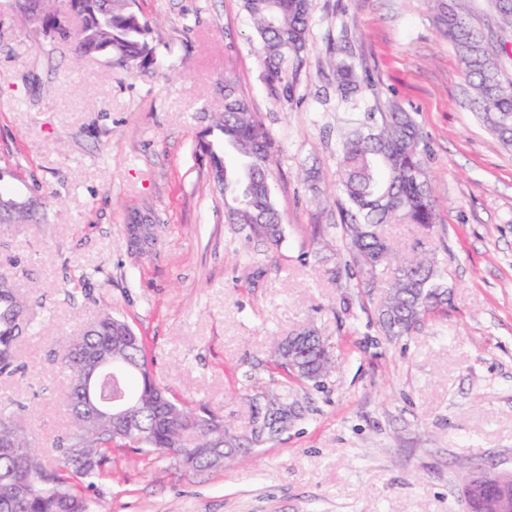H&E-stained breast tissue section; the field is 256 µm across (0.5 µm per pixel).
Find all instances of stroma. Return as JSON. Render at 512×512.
Instances as JSON below:
<instances>
[{"mask_svg": "<svg viewBox=\"0 0 512 512\" xmlns=\"http://www.w3.org/2000/svg\"><path fill=\"white\" fill-rule=\"evenodd\" d=\"M434 5L311 0L288 103L266 92L241 0H136L156 56L142 74L77 56L0 0L1 182L48 202L43 223L0 224V271L32 303L22 370L0 378L20 426L45 450L67 429L55 343L106 314L144 338L159 385L239 433L278 340L311 326L338 355L323 386L290 384L302 417L229 467L114 452L92 512H465L459 460L512 470V147L472 112ZM338 46L365 79L349 98L336 92ZM228 75L273 142L276 248L226 223L199 147L205 136L223 148ZM393 103L423 132L440 220L427 236L412 224L385 232L399 253L419 240L436 250L450 294L399 338L376 324L383 287L333 274L349 261L335 228L339 133ZM134 212L158 228L151 255L126 246Z\"/></svg>", "mask_w": 512, "mask_h": 512, "instance_id": "stroma-1", "label": "stroma"}]
</instances>
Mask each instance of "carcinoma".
<instances>
[{"label":"carcinoma","instance_id":"carcinoma-1","mask_svg":"<svg viewBox=\"0 0 512 512\" xmlns=\"http://www.w3.org/2000/svg\"><path fill=\"white\" fill-rule=\"evenodd\" d=\"M65 0H45L42 24L56 33L54 42L74 47L85 39L110 45L113 60L130 73H145L155 64L152 27L129 7L127 0H110L111 14H97L94 24L82 32L64 19ZM465 0H440L436 4L440 25L458 54L470 89V107L483 124L507 145H512V81L505 75L503 47L495 52L477 31L464 7ZM501 24L512 29V0H493ZM258 34L256 51L263 66L262 78L271 98L291 100L298 72L309 51L310 0H243ZM338 88L354 92L362 77L348 59L336 64ZM352 129L341 142L337 158L336 190L341 203V230L352 258L349 269L364 280L374 281L378 268L391 262L393 250L383 226L403 222L430 231L437 223V204L432 196L425 157L427 148L414 117L399 108L369 112L350 119ZM224 144L238 159L235 168L212 153L214 168L224 169L225 218L240 224L256 240L280 245L284 227L271 189L272 141L262 123L241 97L232 77H224V113L219 125ZM37 200L20 199L0 191V216L20 223L33 219ZM446 272L433 256L423 255L395 266L392 283L379 308L377 326L389 337L411 334L435 306L448 300ZM29 302L17 290L13 278L0 275V377L18 371L20 339L17 314ZM127 327L128 336L119 349L116 378H107L102 388L109 396L125 395L140 400L132 426L120 430L112 422L86 426L78 409V384L83 371L81 348L109 343L113 324ZM280 361L275 367L291 373L287 382L275 378V391L264 411L253 417L247 443L228 437L224 417L213 411L196 412L178 403L153 379L146 346L128 323L106 315L89 331L59 345L58 363L68 376L66 405L71 419L69 431L51 445L45 455L36 448L17 422L16 410L0 408V439L13 438L15 447L29 449L25 471L13 458L0 454V512H90L81 485H92L112 464V449L118 447L139 455H169L182 447L184 438L198 437L196 447L252 448L288 429L298 417L288 402V382L323 385L335 369L334 347L317 343L308 348L295 371L288 369V340L277 345ZM69 448H92L90 463L80 465L68 455Z\"/></svg>","mask_w":512,"mask_h":512}]
</instances>
